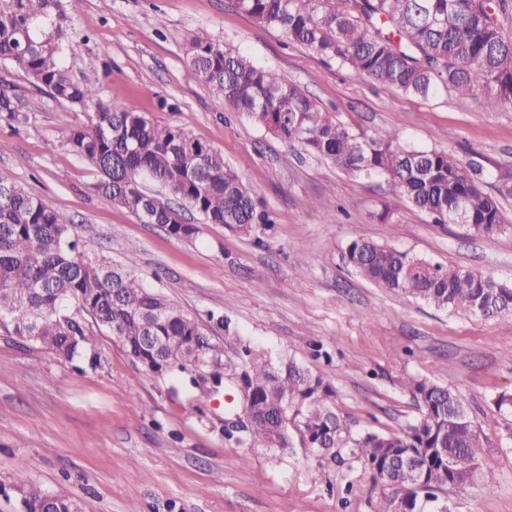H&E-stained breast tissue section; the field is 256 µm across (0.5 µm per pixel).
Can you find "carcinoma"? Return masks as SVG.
<instances>
[{
  "mask_svg": "<svg viewBox=\"0 0 512 512\" xmlns=\"http://www.w3.org/2000/svg\"><path fill=\"white\" fill-rule=\"evenodd\" d=\"M83 0H0V60L24 73L51 98L89 110L68 130L71 151L101 174L95 189L146 224H161L178 240L199 232L167 202L148 194L151 181L207 224L257 238L270 223L252 189L211 145L176 125L160 126L119 101H104L96 86L76 81L63 62L71 15ZM257 25L281 31L291 43L404 94L452 95L461 107L477 93L490 109L512 105V40L497 10L506 0H235ZM185 79L205 85L224 106L267 134L328 160L356 178L385 177L394 192L437 224H456L464 209L468 232L490 236L506 229L500 200L477 184L475 170L443 149H419L398 130L355 132L290 82L249 56L225 48L205 29L189 41ZM19 119L14 96L0 84V115ZM349 267L375 286L439 309L475 316L512 315V286L460 267L445 268L407 251L353 239ZM91 317L86 325L80 314ZM0 329L72 361L98 365L96 332L105 330L147 370L173 374L200 362L204 333L197 318L148 287L128 266L78 250L72 226L51 201L31 194L0 170ZM206 368L217 385L224 353L207 345ZM421 410L398 433L367 432L351 441L350 427L334 407L335 390L294 359L255 356L239 399L253 421L228 438L245 447L291 454L289 424L301 445L331 451L351 443L352 454L375 481L394 490L379 512H447L438 494L468 493L485 444L461 398L427 379L405 378ZM22 512H76L72 498L52 496L19 472Z\"/></svg>",
  "mask_w": 512,
  "mask_h": 512,
  "instance_id": "1",
  "label": "carcinoma"
}]
</instances>
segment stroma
<instances>
[{"label":"stroma","instance_id":"1","mask_svg":"<svg viewBox=\"0 0 512 512\" xmlns=\"http://www.w3.org/2000/svg\"><path fill=\"white\" fill-rule=\"evenodd\" d=\"M201 28L305 86L349 128L400 130L414 146L451 151L476 168L484 192L512 187V105L490 111L477 98L463 108L444 93L379 86L259 27L232 0H84L65 61L103 100L220 151L273 220L260 240L202 223L176 200L183 220L200 227L196 239L178 240L97 193V171L66 145L84 113L3 63L0 82L20 117L0 116V169L51 200L80 248L128 265L201 317L224 351L225 373L241 374L249 349L292 357L332 382L351 435L393 433L419 418L400 379L454 390L484 437L485 459L468 494L440 499L449 512H512V416L494 404L512 393V316L435 309L375 287L344 259L348 242L364 238L512 284V196L501 199L508 230L475 236L434 223L385 179L349 176L271 137L186 81L187 44ZM328 195L335 208L319 206ZM221 315L229 329L216 326ZM96 350L99 365L79 368L0 331V512H20L21 470L83 512H377L393 494L346 448L334 458L235 445L224 435L231 383L207 395L191 387V373L152 374L106 333Z\"/></svg>","mask_w":512,"mask_h":512}]
</instances>
